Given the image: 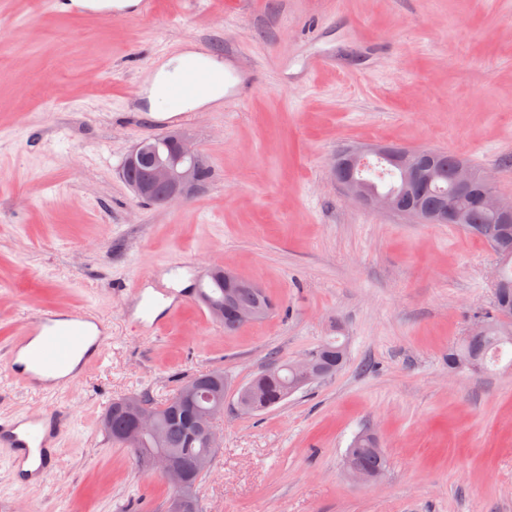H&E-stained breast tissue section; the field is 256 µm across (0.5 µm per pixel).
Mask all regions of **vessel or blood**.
Wrapping results in <instances>:
<instances>
[{"mask_svg": "<svg viewBox=\"0 0 512 512\" xmlns=\"http://www.w3.org/2000/svg\"><path fill=\"white\" fill-rule=\"evenodd\" d=\"M211 79V74L202 70L189 72L173 94L182 97L203 92ZM94 322L85 309L66 314L49 310L26 321L5 362L13 383L58 391L101 363L106 331L94 329ZM78 353L83 356L81 365L69 369V361ZM71 423V411L57 406L37 416H0V450L10 461L19 489L48 481L59 461L57 434Z\"/></svg>", "mask_w": 512, "mask_h": 512, "instance_id": "b4317fda", "label": "vessel or blood"}]
</instances>
